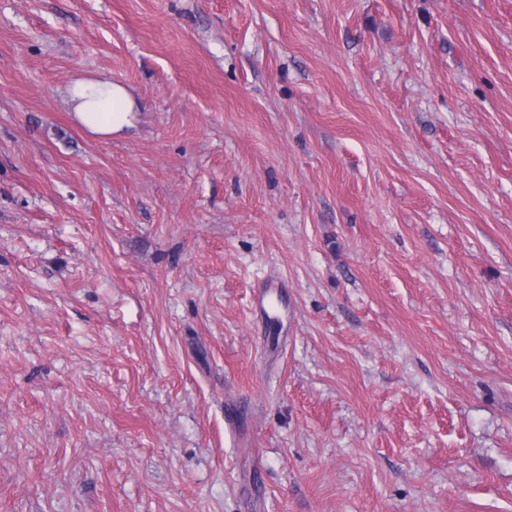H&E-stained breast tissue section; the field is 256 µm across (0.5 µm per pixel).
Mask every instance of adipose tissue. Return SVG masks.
Segmentation results:
<instances>
[{
    "label": "adipose tissue",
    "mask_w": 512,
    "mask_h": 512,
    "mask_svg": "<svg viewBox=\"0 0 512 512\" xmlns=\"http://www.w3.org/2000/svg\"><path fill=\"white\" fill-rule=\"evenodd\" d=\"M70 96L75 119L92 133L109 136L134 124V99L124 86L111 80L76 81Z\"/></svg>",
    "instance_id": "adipose-tissue-1"
}]
</instances>
